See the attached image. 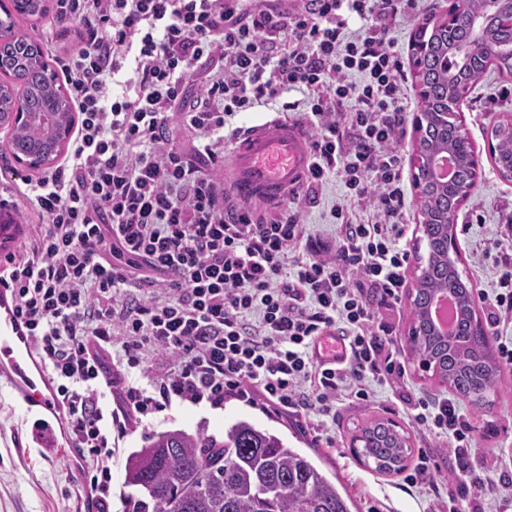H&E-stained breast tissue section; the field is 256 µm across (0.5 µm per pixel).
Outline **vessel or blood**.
Returning <instances> with one entry per match:
<instances>
[{"label":"vessel or blood","mask_w":512,"mask_h":512,"mask_svg":"<svg viewBox=\"0 0 512 512\" xmlns=\"http://www.w3.org/2000/svg\"><path fill=\"white\" fill-rule=\"evenodd\" d=\"M311 157V139L300 123L280 119L265 122L239 136L228 185L239 200L278 207L289 192L300 188ZM27 234V225L1 224L0 253L18 251ZM16 306L14 294L0 289V377L11 382L27 413L40 417L56 410L52 384Z\"/></svg>","instance_id":"b4317fda"}]
</instances>
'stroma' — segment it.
<instances>
[{"label": "stroma", "mask_w": 512, "mask_h": 512, "mask_svg": "<svg viewBox=\"0 0 512 512\" xmlns=\"http://www.w3.org/2000/svg\"><path fill=\"white\" fill-rule=\"evenodd\" d=\"M450 3L451 0H426L418 16L398 18L393 37L394 49L401 62H408L411 57V38L421 20L444 16ZM17 23L42 41L51 70L59 71L58 58L73 44L75 25L51 13L39 19L21 17ZM459 113L466 135L482 159L477 190L458 212L459 270L474 289L490 292L496 287L498 262L512 256V181L500 177L488 153L493 125L512 114V79L494 73L485 75L469 88ZM415 137V130L410 127L398 142L408 204L407 232L402 243L410 250L415 248L420 235L414 182L416 171L411 160ZM341 200L339 184L333 181L315 203L304 205L302 222L307 237L316 239L335 234L330 210ZM381 320L392 332L385 349L394 353L406 370L402 383L372 384V398L367 402L349 398L338 400L335 419L328 421L322 429H315L298 420L292 412L269 404L255 391L246 398L227 397L220 410L175 403L151 418L130 419L112 461L114 512H119L121 498L132 492L125 484L127 456L133 449L141 447L146 437L170 429L220 437L239 420L275 431L289 447L305 451L318 449L325 458L321 470L339 475L358 512H432L436 506L432 497L419 493L410 496L401 491L403 475L374 472L350 451L351 436L357 424L375 417L388 418L410 435L414 451L430 450L440 464L441 474L450 471L452 450L434 434L414 425L400 400V393L406 387L430 398L448 397L449 390L410 358L407 302L382 310ZM459 407L480 449L473 460L474 466L506 473L512 471V375L504 378L493 416L479 415L464 401ZM86 479V473L81 471L79 460L70 448L40 441L33 419L16 401L10 385L0 382V512H62L69 494Z\"/></svg>", "instance_id": "35a3bbf8"}]
</instances>
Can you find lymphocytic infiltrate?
Returning a JSON list of instances; mask_svg holds the SVG:
<instances>
[{"instance_id":"f902f5d3","label":"lymphocytic infiltrate","mask_w":512,"mask_h":512,"mask_svg":"<svg viewBox=\"0 0 512 512\" xmlns=\"http://www.w3.org/2000/svg\"><path fill=\"white\" fill-rule=\"evenodd\" d=\"M80 27L63 60L79 122L64 160L26 180L40 215L0 288L52 378L57 408L91 478L66 512H112V437L129 416L179 400L220 409L257 388L301 417L331 416L338 396L369 400L396 366L381 305L397 302L410 253L397 142L403 66L391 33L421 0H55ZM363 23L362 33L350 27ZM299 92L294 102L285 101ZM297 112L313 161L286 208L264 218L224 190L237 117ZM188 132L191 149L175 144ZM373 220L335 206L337 233L303 247V203L330 176ZM479 302L512 371V262ZM337 344L318 351L326 333ZM169 366L139 382L149 359ZM120 407H113V395ZM413 420L444 436L466 479L468 512L512 480L475 469L456 401L412 399Z\"/></svg>"}]
</instances>
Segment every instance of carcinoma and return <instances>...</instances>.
Listing matches in <instances>:
<instances>
[{
  "label": "carcinoma",
  "mask_w": 512,
  "mask_h": 512,
  "mask_svg": "<svg viewBox=\"0 0 512 512\" xmlns=\"http://www.w3.org/2000/svg\"><path fill=\"white\" fill-rule=\"evenodd\" d=\"M45 0H23L16 14L45 15ZM14 14V15H16ZM14 15L0 19L7 30L0 40V123L11 127L14 156L32 152L55 153V142L68 126L71 102L49 69L41 44L16 25ZM471 35L467 19L450 30L442 22L427 20L414 34L416 45L427 52L413 54V76L421 91L422 126L415 153L423 158L445 153L455 158V172L446 184H428L423 173L415 177L421 216L416 255L417 276L408 293L411 323L410 356L432 377L480 413L492 412L502 387L504 370L494 357L489 338L475 314V297L469 283L457 281L448 257L452 236L442 218L459 205L457 190L476 186L477 171L469 152L461 148L466 139L456 106L460 92L467 90L489 70L512 77V55L498 50L512 45L509 9L488 20L485 37L492 56L472 61L460 70L454 47ZM24 112L21 120L12 118ZM496 146L495 166L503 178L512 172V128L503 122L491 130ZM455 283L457 325L450 334L436 331L428 319L434 297ZM359 461L378 473L401 471L412 448L407 433L384 418L361 425L351 440ZM125 483L141 496L128 497L127 512H353L354 500L323 474L313 457L288 446L269 429L240 420L224 438L181 429L154 434L126 461Z\"/></svg>",
  "instance_id": "carcinoma-1"
}]
</instances>
